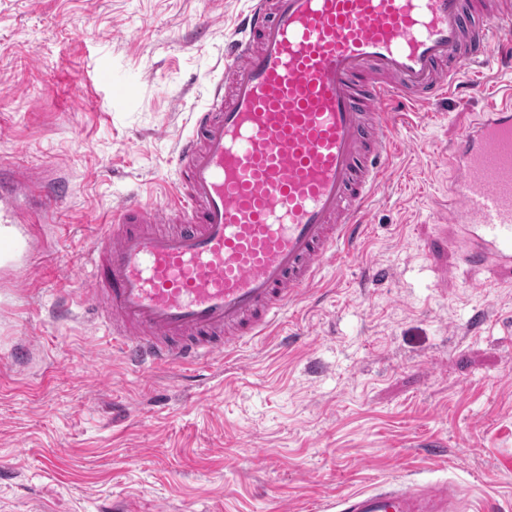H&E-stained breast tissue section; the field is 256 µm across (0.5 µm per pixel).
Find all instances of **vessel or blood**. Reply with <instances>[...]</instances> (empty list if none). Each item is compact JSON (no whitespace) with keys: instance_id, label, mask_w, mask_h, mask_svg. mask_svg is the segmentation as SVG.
Wrapping results in <instances>:
<instances>
[{"instance_id":"vessel-or-blood-1","label":"vessel or blood","mask_w":512,"mask_h":512,"mask_svg":"<svg viewBox=\"0 0 512 512\" xmlns=\"http://www.w3.org/2000/svg\"><path fill=\"white\" fill-rule=\"evenodd\" d=\"M512 70V0H251L224 78L176 144L165 204L130 194L100 225L88 286L123 358L199 365L281 331L366 234L400 106L450 95L463 68ZM430 250L512 273V90L448 148ZM336 512H459L439 482L340 495Z\"/></svg>"}]
</instances>
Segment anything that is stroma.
Returning a JSON list of instances; mask_svg holds the SVG:
<instances>
[{
  "instance_id": "stroma-1",
  "label": "stroma",
  "mask_w": 512,
  "mask_h": 512,
  "mask_svg": "<svg viewBox=\"0 0 512 512\" xmlns=\"http://www.w3.org/2000/svg\"><path fill=\"white\" fill-rule=\"evenodd\" d=\"M248 6L0 0V167L68 183L37 237L0 254V512H321L410 481L512 512V278L426 249L441 151L512 72L398 125L369 233L289 309L288 349L217 358L191 385L126 363L79 306L58 315L99 222L133 191L165 203L177 134ZM20 336L35 351L14 369Z\"/></svg>"
}]
</instances>
